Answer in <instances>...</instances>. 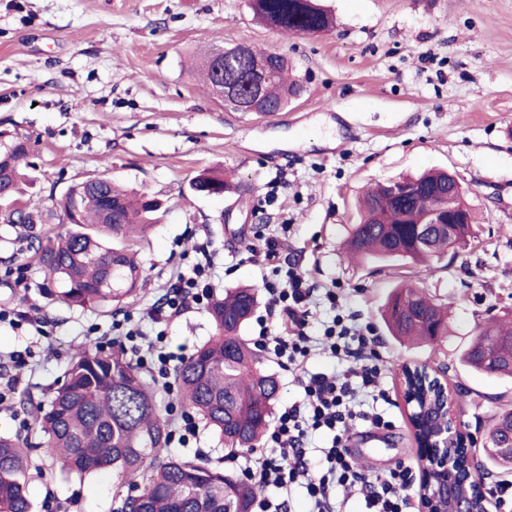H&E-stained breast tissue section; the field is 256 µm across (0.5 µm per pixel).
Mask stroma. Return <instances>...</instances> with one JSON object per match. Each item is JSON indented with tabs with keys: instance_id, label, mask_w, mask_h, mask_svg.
<instances>
[{
	"instance_id": "1",
	"label": "stroma",
	"mask_w": 512,
	"mask_h": 512,
	"mask_svg": "<svg viewBox=\"0 0 512 512\" xmlns=\"http://www.w3.org/2000/svg\"><path fill=\"white\" fill-rule=\"evenodd\" d=\"M323 3L333 31L286 35L255 19L247 0H0V147L28 139L26 198L48 209L69 186L104 176L160 204L136 245L145 287L119 311L71 306L45 290L20 228L0 223V306L41 321L33 337L0 322V353H28L11 370L18 392L0 402L1 436L26 435L23 399L45 398L78 347L107 346L113 321L126 316L148 325L150 306L200 245L214 260V295L262 287L269 271L250 251L285 224L283 261L340 289L348 312L382 338L393 426L355 435L353 460L370 458L377 474L418 458L399 380L412 362L445 371L462 397L459 421L476 441L484 490L502 480L480 442L512 405V380L470 371L459 356L477 322L512 314V0ZM206 42L278 51L303 93L271 116L225 108L189 68ZM432 168L466 190L477 215L470 245L428 269L347 259L365 189ZM205 170L235 178L240 191L194 194L190 183ZM19 268L28 288L10 285ZM406 283L450 306L438 345L406 349L387 336L379 309ZM214 330L207 309H193L167 327L166 342L188 357ZM169 451L234 473L243 463L204 427ZM32 458L33 512H116L140 491L110 471L47 479L37 469L45 449Z\"/></svg>"
}]
</instances>
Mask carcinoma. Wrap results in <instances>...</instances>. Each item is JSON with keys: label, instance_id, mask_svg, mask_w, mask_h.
Returning <instances> with one entry per match:
<instances>
[{"label": "carcinoma", "instance_id": "obj_1", "mask_svg": "<svg viewBox=\"0 0 512 512\" xmlns=\"http://www.w3.org/2000/svg\"><path fill=\"white\" fill-rule=\"evenodd\" d=\"M253 15L287 34H320L335 20L319 0H248ZM197 69L212 92L224 85V105L237 112H278L303 92L289 74L288 60L269 50L248 47L214 58L209 48ZM28 144L13 141L0 150V190L18 200ZM192 190L209 196L229 190L224 175L199 174ZM448 173L430 172L402 178L368 191L359 223L347 246L367 258L425 263L448 248V233L431 226L422 244L414 241L416 225L429 220L431 194L448 206ZM158 203L133 198L111 183L100 190L81 182L67 189L53 208L36 211L37 222L66 217L72 227L33 232L34 223L0 215V222L19 225L30 239L33 261L44 282L58 286V298L69 305L115 306L135 301L141 280L134 249L137 231L155 223ZM124 242L112 247V240ZM258 304L255 289L231 288L211 299L209 314L215 334L176 368L173 385L183 411L201 419L233 450L254 447L265 435L279 392L277 377L263 369L260 354L241 335ZM389 335L400 343L433 344L448 333L445 307L417 287L396 288L381 309ZM470 369L512 378V322L479 328L460 355ZM161 390L140 374V366L121 348L109 352L77 350L63 382L46 403L33 408L32 445L0 436V512H32L27 495L31 452L45 446L49 470L84 475L111 470L124 482L145 481L122 512H252L259 489L245 479L194 459L168 453L170 420L159 406ZM512 434V405L502 409L484 438L485 456L497 467L512 470V458L499 446Z\"/></svg>", "mask_w": 512, "mask_h": 512}]
</instances>
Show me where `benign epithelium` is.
I'll return each mask as SVG.
<instances>
[{"label": "benign epithelium", "instance_id": "obj_1", "mask_svg": "<svg viewBox=\"0 0 512 512\" xmlns=\"http://www.w3.org/2000/svg\"><path fill=\"white\" fill-rule=\"evenodd\" d=\"M459 205H448V216L432 207L431 223L448 225V250L457 252L454 234ZM402 393L424 466L419 491L424 512H487L475 466L460 432L457 411L447 385L419 364L401 367Z\"/></svg>", "mask_w": 512, "mask_h": 512}]
</instances>
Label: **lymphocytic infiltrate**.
Instances as JSON below:
<instances>
[{"label":"lymphocytic infiltrate","mask_w":512,"mask_h":512,"mask_svg":"<svg viewBox=\"0 0 512 512\" xmlns=\"http://www.w3.org/2000/svg\"><path fill=\"white\" fill-rule=\"evenodd\" d=\"M212 269L211 254L203 253L154 304L152 321H170L203 301L211 288ZM264 289L267 314L257 321L254 344L295 372L302 396L280 412L267 448L251 453L241 469L259 489L254 512H288L289 497L298 488L308 512H343L356 496L364 499L366 512H411L413 464L403 462L372 476L356 468L346 446L353 424L378 428L386 424L377 410L387 398L378 388L386 366L373 326L358 324L355 315L340 314L339 297L329 289L324 297L334 314L323 322L319 336L310 335L314 283L295 267L286 269L284 279L265 282ZM112 328L135 352L156 356L164 365L178 359L177 353L165 348V332L150 335L124 320L114 322ZM320 354L349 363V370L339 377L309 373V361ZM319 436L325 439L320 446L314 443Z\"/></svg>","instance_id":"f902f5d3"}]
</instances>
